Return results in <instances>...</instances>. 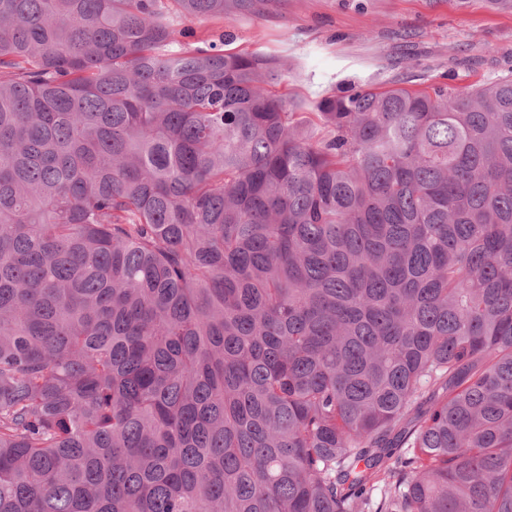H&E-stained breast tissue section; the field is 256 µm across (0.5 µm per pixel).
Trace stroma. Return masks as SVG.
<instances>
[{
  "instance_id": "stroma-1",
  "label": "stroma",
  "mask_w": 512,
  "mask_h": 512,
  "mask_svg": "<svg viewBox=\"0 0 512 512\" xmlns=\"http://www.w3.org/2000/svg\"><path fill=\"white\" fill-rule=\"evenodd\" d=\"M221 25L236 48L287 60L288 88L305 106L353 83L465 88L512 74V12L484 0H287L271 13L185 23V40Z\"/></svg>"
}]
</instances>
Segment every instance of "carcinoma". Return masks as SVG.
<instances>
[{
  "label": "carcinoma",
  "mask_w": 512,
  "mask_h": 512,
  "mask_svg": "<svg viewBox=\"0 0 512 512\" xmlns=\"http://www.w3.org/2000/svg\"><path fill=\"white\" fill-rule=\"evenodd\" d=\"M282 2L0 0V512H512V76L179 40Z\"/></svg>",
  "instance_id": "obj_1"
}]
</instances>
